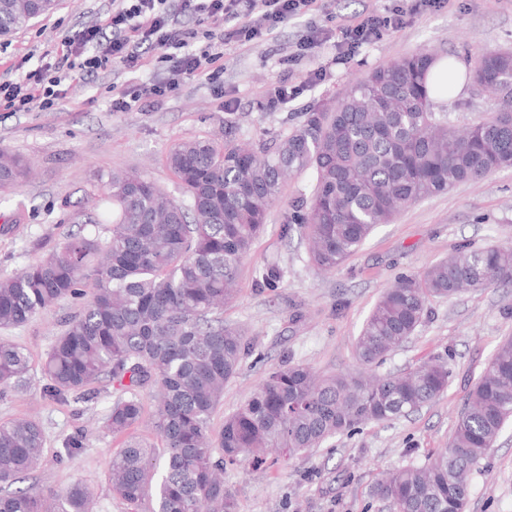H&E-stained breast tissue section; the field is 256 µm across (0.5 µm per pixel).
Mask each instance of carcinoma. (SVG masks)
<instances>
[{"label": "carcinoma", "mask_w": 512, "mask_h": 512, "mask_svg": "<svg viewBox=\"0 0 512 512\" xmlns=\"http://www.w3.org/2000/svg\"><path fill=\"white\" fill-rule=\"evenodd\" d=\"M57 0H0V36L52 13ZM433 55L416 52L356 81L336 108L304 114L274 147L184 141L167 156L185 199L175 200L135 170L101 181L94 233L81 231L46 258L0 277V330L27 323L66 299H80L52 344L42 373L51 397L81 398L102 378L123 392L106 426L122 435L143 420L139 392L155 391V448L130 440L112 455V493L137 512H236L224 469L259 465L280 449L302 454L327 439L375 421L413 413L447 388L448 363L427 360L402 374L368 373L414 335L433 298L491 285H512V248L457 249L385 289L356 341L363 370L320 377L302 364L271 369L213 436L211 418L250 342L224 322V304L268 210L288 176L311 170L310 198L283 215L285 233L299 229L311 259L336 271L378 224L459 183H479L512 167V53L484 52L474 79L499 96L502 109L463 130L431 110L427 88ZM27 177L16 155L0 151V189ZM281 277L255 270V286ZM91 286V291L84 286ZM26 349L0 339V385L29 387ZM512 417V339L499 345L468 393L448 447L422 466L388 470L374 495L395 512H466L467 475L484 460ZM46 436L32 418L0 423V512H93L79 485L43 508L32 488L11 486L40 463Z\"/></svg>", "instance_id": "obj_1"}]
</instances>
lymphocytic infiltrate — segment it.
Segmentation results:
<instances>
[{
  "label": "lymphocytic infiltrate",
  "mask_w": 512,
  "mask_h": 512,
  "mask_svg": "<svg viewBox=\"0 0 512 512\" xmlns=\"http://www.w3.org/2000/svg\"><path fill=\"white\" fill-rule=\"evenodd\" d=\"M168 0H112L104 23L83 26L66 36L53 50L50 62L37 65L15 80L0 81V111H47L66 97L75 80L87 79L111 65L134 71L142 64L140 49L149 46L172 62V77L136 90H122L112 109L126 112L143 98L162 99L181 79L219 82L224 70L223 46L255 48L289 19L313 11L317 0H179L182 12L202 17L203 32L178 27L171 20ZM407 11L368 12L340 24L336 44L339 59L354 56L364 45L379 40L385 31L403 26ZM209 45L193 49L196 39Z\"/></svg>",
  "instance_id": "obj_1"
}]
</instances>
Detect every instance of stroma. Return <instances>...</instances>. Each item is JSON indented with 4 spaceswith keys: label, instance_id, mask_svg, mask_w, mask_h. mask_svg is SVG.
I'll list each match as a JSON object with an SVG mask.
<instances>
[{
    "label": "stroma",
    "instance_id": "obj_1",
    "mask_svg": "<svg viewBox=\"0 0 512 512\" xmlns=\"http://www.w3.org/2000/svg\"><path fill=\"white\" fill-rule=\"evenodd\" d=\"M398 3L321 0L318 11L290 19L261 46L227 47L218 89L186 79L160 102L113 111L115 91L169 77L167 64L149 52L138 71L116 66L74 82L54 109L0 112V149L31 166L19 186L0 191V277L39 262L85 225L102 176L136 169L178 200L182 190L166 162L178 143L220 137L228 127L239 144L275 141L296 128L304 113L339 105L355 78L419 49L461 62L469 71L480 52H512V0H450L440 10L420 8L401 28L343 63L330 44L312 53L298 50L310 29L332 32L339 19L385 12ZM111 11L112 0H59L51 14L0 37V77L18 78L40 63L49 47ZM317 68L324 80L307 85V73ZM280 84L297 87V95L267 106L268 92ZM500 105L471 79L461 91L432 100L434 112L459 129L490 117ZM314 184L310 170L289 179L242 265L234 300L224 306L225 322L246 328L252 349L224 386L213 430L221 429L225 416L273 366L299 363L322 375L357 370L356 338L398 275L421 271L463 245L512 246V167H504L480 184L462 183L409 206L393 223L378 225L342 267L324 274L311 262L302 233H284L282 226L287 205L310 197ZM267 264L278 265L282 277L276 287L257 288L255 271ZM79 306L74 299L61 301L5 336L40 367L64 317ZM510 337L512 290L489 287L432 299L415 335L376 371L397 374L440 357L452 371L447 390L413 414L335 436L305 454L282 453L258 469L248 461L225 469L224 484L235 495L237 512H391L372 494L380 471L423 465L447 447L469 390ZM44 385L38 377L24 394L0 388V422L33 417L45 432L44 460L28 485L47 496L79 483L93 492V512H131L113 497L108 469L127 439L153 441L150 427L140 425L124 436L108 431L106 417L120 394L110 380L91 385L85 402L46 396ZM74 438L81 449L66 455L64 446ZM469 484L466 512H512V421Z\"/></svg>",
    "mask_w": 512,
    "mask_h": 512
}]
</instances>
